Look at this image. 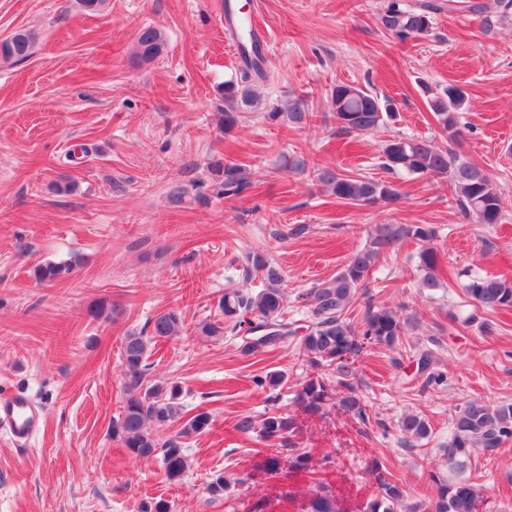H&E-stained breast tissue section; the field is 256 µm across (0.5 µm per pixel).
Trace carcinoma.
<instances>
[{"label": "carcinoma", "instance_id": "obj_1", "mask_svg": "<svg viewBox=\"0 0 512 512\" xmlns=\"http://www.w3.org/2000/svg\"><path fill=\"white\" fill-rule=\"evenodd\" d=\"M381 24L401 41L429 32L432 20L429 13L401 6V0H388L381 15ZM138 55L147 61L157 56L164 46L161 31L144 27L137 38ZM34 37L20 30L0 41V60L21 62L33 54ZM243 66L236 75L224 81L222 97L224 112L220 122L224 132L235 128L243 112L267 108V103L257 93L259 84L268 79L264 60L253 36L239 39ZM427 104L441 130L450 141L459 138L458 115L468 103V96L458 85L450 84L441 91L423 86ZM331 107L342 134L371 132L394 116L389 100H380L348 84L336 86L331 95ZM270 119L283 118L292 124H305L312 117L307 103L296 98L283 106H273ZM383 167L389 172L433 176L446 182L450 202L467 217L479 224H499L502 221L501 195L490 176L478 163L463 157L450 148H440L433 141L422 137H395L386 141L382 149ZM333 196L338 199L362 203L391 204L399 199L396 185L382 181L327 171L319 174ZM209 180L213 193L224 197L238 196L251 185L245 165L231 159H217L209 164ZM435 230L428 224H379L369 244L349 258L335 276L325 279L298 294L296 300L308 310L309 320L303 328H295L286 320L287 294L282 285L279 269L261 254L247 258L245 272L262 274V287L254 290L227 288L221 302L224 322L239 335L240 351L244 355L259 350L271 351L286 343L288 338L303 331L299 351L309 365L336 374L339 388H330L322 378H309L295 394L310 412H319L330 404L340 407L364 420L367 414L358 394L354 379L361 357L378 345L391 351L406 345V335L411 326L402 311L386 304H376L367 298L361 323L353 324L345 317L356 293L368 288V278L381 258L409 239L430 242ZM439 256L430 246L418 253L417 270L421 273L422 287L434 290L440 287L438 277ZM73 268L71 263L47 262L34 268V277L40 283L62 279ZM467 296L475 307L484 310L512 308V281L496 277H475L465 286ZM264 329L261 338L255 330ZM183 322L178 312L169 310L156 315L149 335L131 332L122 344L121 366L125 375L123 410L112 421V436L119 439L129 455L147 458L161 455L166 479L175 483L189 469L185 440L199 435L210 427L211 418L199 412L184 418L180 402L182 387L165 378L148 379L147 360L152 345L181 334ZM417 374L425 377V384H444V373L435 370L434 354L427 347L413 349ZM285 377L278 372L254 379L256 386L278 391ZM184 420L180 431L165 441H160L156 430ZM399 430L403 443H415L431 436L425 418L408 413L401 417ZM259 429L260 436L270 445L293 447L294 418L275 407L265 413L260 424L246 416L237 429L250 432ZM512 440V405L490 406L479 400L467 402L451 420L448 443L441 448L440 465L448 468L452 478H439L428 470L429 482L436 495L430 501L429 512H476L479 486L474 480L460 477L471 466L476 453L493 454ZM330 458L324 457L319 467L312 469L317 490L310 499L308 512H340L338 502L330 493L324 477L319 472L327 469ZM370 474L376 493L369 500L366 512H422V505L407 503V493L399 478L383 463L372 465Z\"/></svg>", "mask_w": 512, "mask_h": 512}]
</instances>
